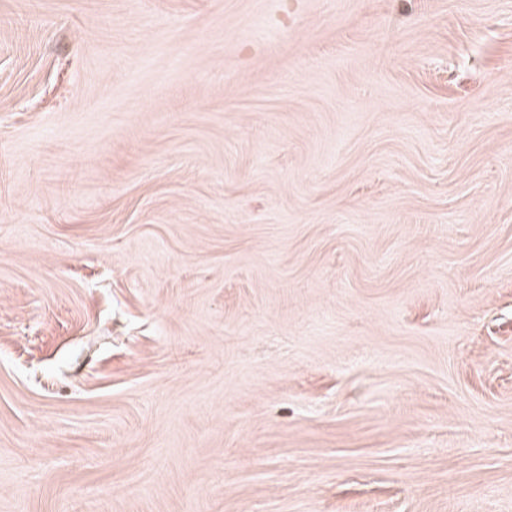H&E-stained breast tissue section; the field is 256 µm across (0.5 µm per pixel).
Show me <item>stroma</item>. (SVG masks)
I'll list each match as a JSON object with an SVG mask.
<instances>
[{
	"instance_id": "1",
	"label": "stroma",
	"mask_w": 512,
	"mask_h": 512,
	"mask_svg": "<svg viewBox=\"0 0 512 512\" xmlns=\"http://www.w3.org/2000/svg\"><path fill=\"white\" fill-rule=\"evenodd\" d=\"M0 512H512V0H0Z\"/></svg>"
}]
</instances>
